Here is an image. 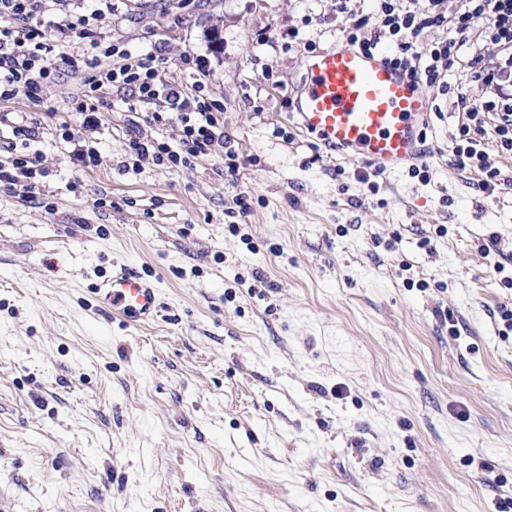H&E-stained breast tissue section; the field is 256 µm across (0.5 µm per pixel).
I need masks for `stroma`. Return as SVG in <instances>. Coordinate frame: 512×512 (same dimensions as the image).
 I'll list each match as a JSON object with an SVG mask.
<instances>
[{"label": "stroma", "instance_id": "1", "mask_svg": "<svg viewBox=\"0 0 512 512\" xmlns=\"http://www.w3.org/2000/svg\"><path fill=\"white\" fill-rule=\"evenodd\" d=\"M113 43L203 79L228 148L128 168L176 115L106 96L100 163L72 164L65 67L41 116L35 197L0 188V512H496L512 502V185L452 162L456 68L408 169L365 183L291 114L311 56L379 24L375 0H69ZM205 59L198 72L194 58ZM237 155L229 171L226 150ZM247 196L248 213L237 197ZM447 227L436 235L437 227ZM428 247H421L423 238ZM126 265L161 309L126 324L92 287Z\"/></svg>", "mask_w": 512, "mask_h": 512}]
</instances>
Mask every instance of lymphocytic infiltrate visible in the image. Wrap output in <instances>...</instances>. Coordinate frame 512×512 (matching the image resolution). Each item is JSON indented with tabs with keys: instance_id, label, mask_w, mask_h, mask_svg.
Listing matches in <instances>:
<instances>
[{
	"instance_id": "obj_1",
	"label": "lymphocytic infiltrate",
	"mask_w": 512,
	"mask_h": 512,
	"mask_svg": "<svg viewBox=\"0 0 512 512\" xmlns=\"http://www.w3.org/2000/svg\"><path fill=\"white\" fill-rule=\"evenodd\" d=\"M464 7L452 19L442 14H419L398 8L393 0H380V33L365 39L348 33V43L365 50L377 48L380 35H388L397 44L392 58L395 66L413 78L439 82L452 69L458 53L467 41L475 22L485 21L492 41L503 54L495 66L484 70L480 78L486 87V99L481 109H471L458 129L452 156L455 164L480 177L483 188L493 189L501 183L500 170L487 166L486 152L480 140L487 132L499 152L512 154V94L504 87L512 77V0H463ZM447 25L448 36L431 45L426 53L414 51L411 37L429 26ZM111 57L109 66L98 64L100 56ZM82 77L79 93L74 97V110L81 116L78 128H65L64 142L72 144L71 158L81 167H93L99 162L95 148L85 140L102 124L105 90L127 89L133 102L159 105L152 119L163 122L165 113H177L180 133L176 142L169 143L134 135L129 149L136 162H168L184 166L211 146L223 143L222 111L203 93L202 82L191 88L158 82L162 59L155 53L132 54L109 41L101 29L91 24L88 16L66 23L43 19L42 0H0V101L22 98L32 104L44 99L47 85L55 78V61ZM7 161L0 162V185L22 187L34 195L40 154L20 152L7 146Z\"/></svg>"
}]
</instances>
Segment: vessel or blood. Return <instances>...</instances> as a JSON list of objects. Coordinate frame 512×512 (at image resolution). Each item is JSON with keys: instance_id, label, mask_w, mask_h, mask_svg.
<instances>
[{"instance_id": "1", "label": "vessel or blood", "mask_w": 512, "mask_h": 512, "mask_svg": "<svg viewBox=\"0 0 512 512\" xmlns=\"http://www.w3.org/2000/svg\"><path fill=\"white\" fill-rule=\"evenodd\" d=\"M431 112L428 91L393 65L385 47L366 51L344 43L318 52L294 90L303 131L380 174L422 158ZM94 293L127 323H145L159 313L158 288L127 266L114 270Z\"/></svg>"}]
</instances>
